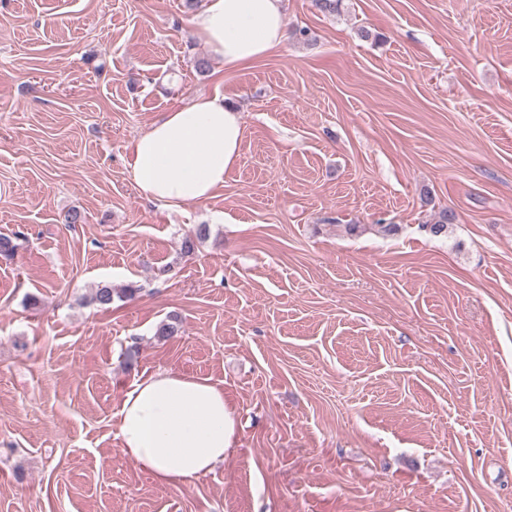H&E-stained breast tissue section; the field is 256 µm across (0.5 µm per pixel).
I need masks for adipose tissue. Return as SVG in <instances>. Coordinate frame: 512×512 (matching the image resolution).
Wrapping results in <instances>:
<instances>
[{
    "mask_svg": "<svg viewBox=\"0 0 512 512\" xmlns=\"http://www.w3.org/2000/svg\"><path fill=\"white\" fill-rule=\"evenodd\" d=\"M195 36L225 68L238 69L283 49V0H205ZM243 126L225 97L201 95L165 113L132 144L138 190L170 208L212 198L236 164ZM123 454L162 486L210 474L236 441V409L212 379L162 370L130 383L117 413Z\"/></svg>",
    "mask_w": 512,
    "mask_h": 512,
    "instance_id": "adipose-tissue-1",
    "label": "adipose tissue"
}]
</instances>
